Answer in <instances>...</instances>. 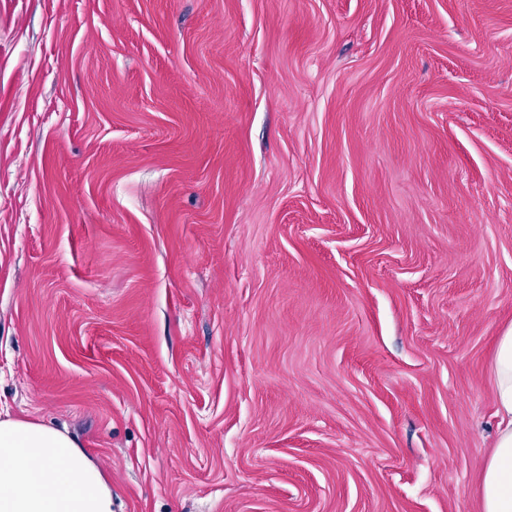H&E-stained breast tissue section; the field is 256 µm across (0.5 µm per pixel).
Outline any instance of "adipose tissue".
Segmentation results:
<instances>
[{
    "instance_id": "ef3b65f1",
    "label": "adipose tissue",
    "mask_w": 512,
    "mask_h": 512,
    "mask_svg": "<svg viewBox=\"0 0 512 512\" xmlns=\"http://www.w3.org/2000/svg\"><path fill=\"white\" fill-rule=\"evenodd\" d=\"M494 450L481 476L482 512H512V328L493 356ZM0 512H113L112 486L67 431L0 419Z\"/></svg>"
}]
</instances>
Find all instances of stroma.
Segmentation results:
<instances>
[{
	"label": "stroma",
	"mask_w": 512,
	"mask_h": 512,
	"mask_svg": "<svg viewBox=\"0 0 512 512\" xmlns=\"http://www.w3.org/2000/svg\"><path fill=\"white\" fill-rule=\"evenodd\" d=\"M512 0H0V408L114 512H481Z\"/></svg>",
	"instance_id": "1"
}]
</instances>
